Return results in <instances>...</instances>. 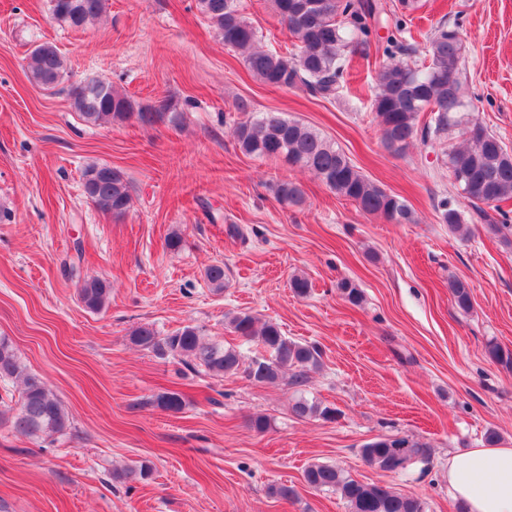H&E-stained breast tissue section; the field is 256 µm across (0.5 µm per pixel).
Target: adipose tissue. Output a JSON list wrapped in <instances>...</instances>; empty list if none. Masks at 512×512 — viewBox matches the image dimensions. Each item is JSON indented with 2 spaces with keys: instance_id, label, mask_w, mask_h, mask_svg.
Here are the masks:
<instances>
[{
  "instance_id": "adipose-tissue-1",
  "label": "adipose tissue",
  "mask_w": 512,
  "mask_h": 512,
  "mask_svg": "<svg viewBox=\"0 0 512 512\" xmlns=\"http://www.w3.org/2000/svg\"><path fill=\"white\" fill-rule=\"evenodd\" d=\"M448 485L467 512H512V447L485 446L452 455Z\"/></svg>"
}]
</instances>
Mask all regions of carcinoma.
Returning <instances> with one entry per match:
<instances>
[{"label": "carcinoma", "mask_w": 512, "mask_h": 512, "mask_svg": "<svg viewBox=\"0 0 512 512\" xmlns=\"http://www.w3.org/2000/svg\"><path fill=\"white\" fill-rule=\"evenodd\" d=\"M106 2L50 0V10L57 22L81 28L103 14ZM273 7L297 41V52L289 56L261 45L237 0H197L200 13L224 44L241 53L256 80L278 89L300 85L322 98L334 97L344 87L347 57L368 54L371 35L383 22L378 0H273ZM417 8L418 0H398L390 18L397 33H403L406 17ZM416 52L411 43L394 36L387 40L386 60L375 75L372 103L382 143L388 151L402 154L418 140L436 142L460 130L467 143L450 149L445 165L486 232L506 240L512 225L500 203L512 201V151L468 112L470 85L464 72L458 69L455 78L448 80V68L466 53L459 26L441 24L426 36L421 67L408 62ZM28 72L38 87L54 89L67 75V63L55 45L45 42L31 50ZM70 106L80 120L93 125L125 123L133 118L143 124L165 120L175 123L179 119V113L171 111L166 100L137 111L126 94L99 79L71 89ZM232 136L248 155L278 158L308 170L365 214L393 224L414 221L405 199L370 180L334 142L296 119L269 112L234 123ZM82 179L87 198L99 209L116 215L126 212L131 201L130 186L119 171L93 163L84 167ZM276 193L286 205H300L304 200L301 186L291 181L280 182ZM492 210L496 215L490 214ZM439 218L453 231L463 228L462 213L446 201L439 205ZM205 279L212 288L224 289V264L209 265ZM449 289L454 305L469 311V284L454 279ZM110 294L107 281L97 277L83 280L78 290L81 304L93 313L106 308ZM229 325L244 340L260 345L263 353L247 361L234 347L203 341L194 326L162 336L152 326L144 325L131 331L130 341L187 368L202 367L217 377L242 372L256 384L274 383L289 371V385L300 387L306 382L307 372L321 365L318 347L286 337L276 322H263L249 312H239L230 317ZM9 381L20 383L21 389L15 405L1 410L0 418L16 433L33 439L67 433L71 422L61 400L42 376L27 369L13 343L1 336L0 383ZM150 404L177 413L184 407V398L177 391H165ZM292 411L298 417L324 419L333 414L332 409L305 397L295 401ZM360 454L368 464L395 474L429 459L426 444L398 436L374 438L361 446ZM303 479L316 491L338 494L349 512H426V503L419 496L360 482L332 464L310 463Z\"/></svg>", "instance_id": "cac0c4a2"}]
</instances>
